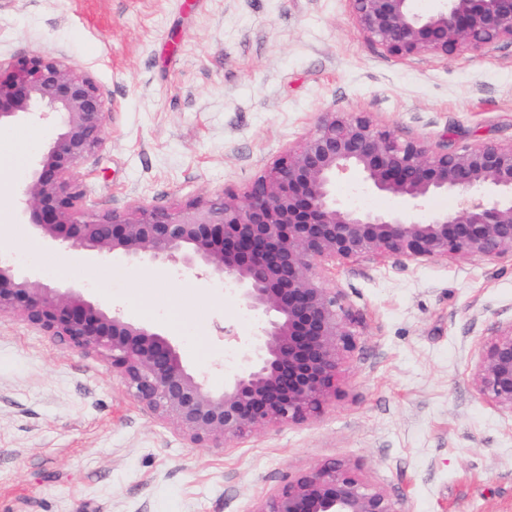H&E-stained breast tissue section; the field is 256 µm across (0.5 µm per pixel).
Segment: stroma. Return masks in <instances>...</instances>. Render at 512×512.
<instances>
[{
  "label": "stroma",
  "mask_w": 512,
  "mask_h": 512,
  "mask_svg": "<svg viewBox=\"0 0 512 512\" xmlns=\"http://www.w3.org/2000/svg\"><path fill=\"white\" fill-rule=\"evenodd\" d=\"M91 73L113 105L81 166L102 212L242 193L325 112H365L438 146L512 143V44L399 58L349 0H0V58ZM54 135L0 127V253L176 341L222 390L256 321L222 281L54 251L15 189ZM358 317L344 396L300 426L198 448L134 402L111 365L0 315V512H250L287 474L348 463L405 512H512V414L482 399L480 343L512 322V260L336 265Z\"/></svg>",
  "instance_id": "stroma-1"
}]
</instances>
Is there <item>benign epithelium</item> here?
Returning <instances> with one entry per match:
<instances>
[{
	"instance_id": "7a95c632",
	"label": "benign epithelium",
	"mask_w": 512,
	"mask_h": 512,
	"mask_svg": "<svg viewBox=\"0 0 512 512\" xmlns=\"http://www.w3.org/2000/svg\"><path fill=\"white\" fill-rule=\"evenodd\" d=\"M368 40L396 57L450 56L512 43V0H350ZM0 125L50 126L54 138L17 189L21 223L53 249L101 262L163 264L224 281L258 321L239 369L214 391L159 330L72 288L40 281L0 257V314L38 327L67 348L112 365L128 394L203 448L311 421L343 395L356 347L355 316L319 272L360 258L403 263L512 259V146L434 147L365 112H325L242 194L216 193L169 208L134 203L85 209L76 177L99 149L109 104L93 76L43 54L0 62ZM398 200L373 211L344 202L336 185ZM454 210H433L438 196ZM479 395L512 413V323L480 346ZM252 512H404L350 464L314 465L288 477Z\"/></svg>"
}]
</instances>
